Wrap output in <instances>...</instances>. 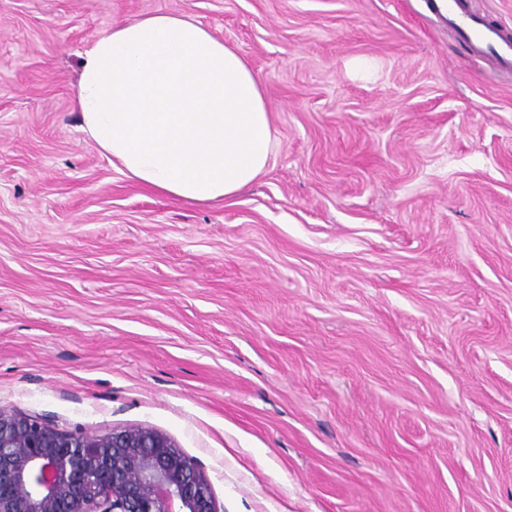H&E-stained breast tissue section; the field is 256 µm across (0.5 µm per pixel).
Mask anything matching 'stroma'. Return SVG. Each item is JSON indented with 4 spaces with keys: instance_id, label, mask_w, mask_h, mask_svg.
Returning <instances> with one entry per match:
<instances>
[{
    "instance_id": "stroma-1",
    "label": "stroma",
    "mask_w": 512,
    "mask_h": 512,
    "mask_svg": "<svg viewBox=\"0 0 512 512\" xmlns=\"http://www.w3.org/2000/svg\"><path fill=\"white\" fill-rule=\"evenodd\" d=\"M157 12L262 81L234 199L81 128V52ZM0 408L155 428L218 512H512V71L428 0H0Z\"/></svg>"
}]
</instances>
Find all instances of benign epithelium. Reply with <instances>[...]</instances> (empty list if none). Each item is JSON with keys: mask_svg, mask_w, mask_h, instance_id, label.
Wrapping results in <instances>:
<instances>
[{"mask_svg": "<svg viewBox=\"0 0 512 512\" xmlns=\"http://www.w3.org/2000/svg\"><path fill=\"white\" fill-rule=\"evenodd\" d=\"M0 512H217L209 481L166 434L97 436L0 409Z\"/></svg>", "mask_w": 512, "mask_h": 512, "instance_id": "7a95c632", "label": "benign epithelium"}]
</instances>
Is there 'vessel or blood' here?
<instances>
[{
	"mask_svg": "<svg viewBox=\"0 0 512 512\" xmlns=\"http://www.w3.org/2000/svg\"><path fill=\"white\" fill-rule=\"evenodd\" d=\"M435 10L449 29L482 55L489 72L512 69V32L494 26L470 12L463 0H437Z\"/></svg>",
	"mask_w": 512,
	"mask_h": 512,
	"instance_id": "b4317fda",
	"label": "vessel or blood"
}]
</instances>
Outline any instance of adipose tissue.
Returning a JSON list of instances; mask_svg holds the SVG:
<instances>
[{"label": "adipose tissue", "mask_w": 512, "mask_h": 512, "mask_svg": "<svg viewBox=\"0 0 512 512\" xmlns=\"http://www.w3.org/2000/svg\"><path fill=\"white\" fill-rule=\"evenodd\" d=\"M82 128L129 179L177 202H221L253 186L272 156L259 79L186 16L154 13L84 49L74 89Z\"/></svg>", "instance_id": "1"}]
</instances>
